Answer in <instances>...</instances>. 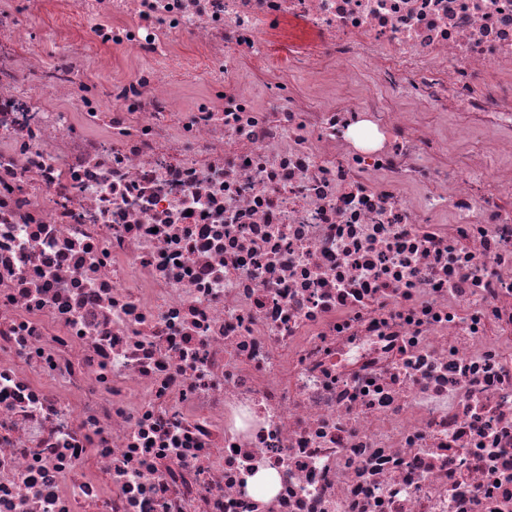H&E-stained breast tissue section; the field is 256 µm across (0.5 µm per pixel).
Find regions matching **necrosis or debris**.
I'll list each match as a JSON object with an SVG mask.
<instances>
[{"label": "necrosis or debris", "mask_w": 512, "mask_h": 512, "mask_svg": "<svg viewBox=\"0 0 512 512\" xmlns=\"http://www.w3.org/2000/svg\"><path fill=\"white\" fill-rule=\"evenodd\" d=\"M0 512H512V0L0 9Z\"/></svg>", "instance_id": "obj_1"}]
</instances>
